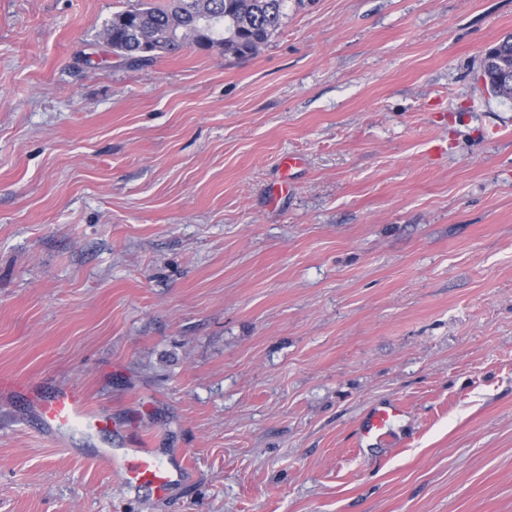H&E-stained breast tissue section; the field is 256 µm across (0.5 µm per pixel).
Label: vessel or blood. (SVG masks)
I'll return each mask as SVG.
<instances>
[{"label": "vessel or blood", "instance_id": "vessel-or-blood-1", "mask_svg": "<svg viewBox=\"0 0 512 512\" xmlns=\"http://www.w3.org/2000/svg\"><path fill=\"white\" fill-rule=\"evenodd\" d=\"M30 398L48 425L58 428L79 425L94 429L103 423L100 415L88 409L84 397L70 388L57 389L48 396L34 391ZM399 414V407L392 405L372 409L363 424L364 434L377 438L389 434ZM99 462L108 471L117 474L125 484L147 485L160 495L165 494L186 470L185 465H172L157 454L141 449L130 451L120 458L106 451L100 455Z\"/></svg>", "mask_w": 512, "mask_h": 512}]
</instances>
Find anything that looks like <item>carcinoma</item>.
Returning a JSON list of instances; mask_svg holds the SVG:
<instances>
[{
	"mask_svg": "<svg viewBox=\"0 0 512 512\" xmlns=\"http://www.w3.org/2000/svg\"><path fill=\"white\" fill-rule=\"evenodd\" d=\"M288 0H168L164 7L142 0L116 13L106 24L105 39L119 56L145 65L186 47L200 35L207 46L224 47L235 57L255 54L281 29ZM489 91L512 98V82L503 80L494 65H482Z\"/></svg>",
	"mask_w": 512,
	"mask_h": 512,
	"instance_id": "carcinoma-1",
	"label": "carcinoma"
}]
</instances>
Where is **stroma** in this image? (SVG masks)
<instances>
[{
	"label": "stroma",
	"mask_w": 512,
	"mask_h": 512,
	"mask_svg": "<svg viewBox=\"0 0 512 512\" xmlns=\"http://www.w3.org/2000/svg\"><path fill=\"white\" fill-rule=\"evenodd\" d=\"M135 3L0 0V376L112 420L0 392V512H512V0H288L144 67ZM482 70L485 83L493 95L509 99L512 98L510 81L503 80L499 77V74L497 73L498 68H496V66L493 64L486 65L483 61ZM30 398L48 425L58 428L79 425L94 429L104 423L100 415L88 409L85 398L70 388L57 389L48 396L32 389ZM400 412L399 407L392 405L372 409L363 424L364 435L379 438L389 434ZM99 462L125 484L148 485L158 495L165 494L186 470L183 462L175 467L157 454L141 449L131 450L120 459L113 457L111 451H104L99 455Z\"/></svg>",
	"instance_id": "35a3bbf8"
}]
</instances>
